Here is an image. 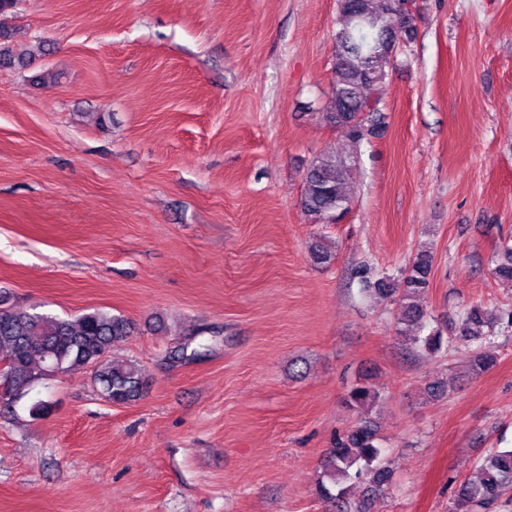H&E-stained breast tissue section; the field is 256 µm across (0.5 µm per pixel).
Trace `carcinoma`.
I'll return each mask as SVG.
<instances>
[{
  "mask_svg": "<svg viewBox=\"0 0 512 512\" xmlns=\"http://www.w3.org/2000/svg\"><path fill=\"white\" fill-rule=\"evenodd\" d=\"M337 2L340 18L334 34L335 79L322 120L360 143L384 125L378 89L401 45L414 35L413 15L399 7L398 0ZM8 38V33L0 30V69H10L16 61ZM350 172V164L331 153L320 155L308 166L301 207L315 223L334 224L347 211ZM309 253L318 264H329L336 257V250L323 238L311 243ZM433 262V252L425 246L397 277L378 279L375 291L397 305L395 334L403 341L430 357L461 345L467 349L470 370L479 375L497 362L499 326L504 320L512 325V311L495 313L479 303L466 308L459 315V323L450 320L444 327L427 329V312L420 297L430 286ZM493 274L497 281L512 286V245H502ZM426 329L429 333L425 335ZM130 332V322L108 311L95 309L63 319L18 309L0 292V364L8 373L7 401L55 374L85 368L94 370L101 392L110 403L137 401L144 389L138 364L107 359L112 346ZM379 398L371 383L359 380L351 387L347 402L366 413ZM355 483L367 484L372 497L384 495L392 483L374 424L366 419L326 450L316 494L334 512H366L347 499ZM510 489L512 448H493L479 461L476 479L455 483L448 512H492Z\"/></svg>",
  "mask_w": 512,
  "mask_h": 512,
  "instance_id": "carcinoma-1",
  "label": "carcinoma"
}]
</instances>
